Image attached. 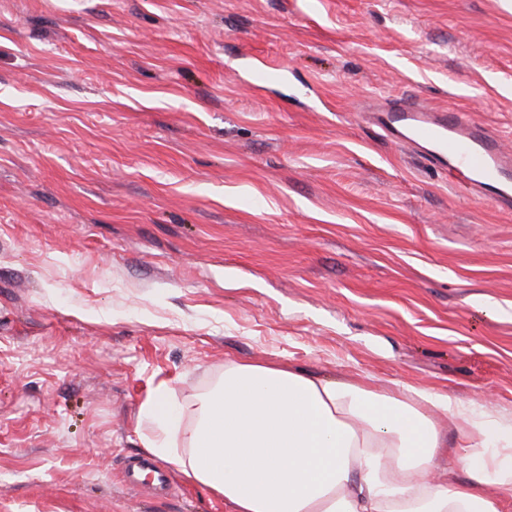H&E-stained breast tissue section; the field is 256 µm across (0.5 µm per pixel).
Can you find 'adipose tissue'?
<instances>
[{
	"instance_id": "1",
	"label": "adipose tissue",
	"mask_w": 512,
	"mask_h": 512,
	"mask_svg": "<svg viewBox=\"0 0 512 512\" xmlns=\"http://www.w3.org/2000/svg\"><path fill=\"white\" fill-rule=\"evenodd\" d=\"M146 412L161 434L149 452L223 496L228 512H512V415L489 404L230 359L222 382L179 414L163 399ZM183 416L193 426L177 450ZM449 429L462 479L434 467Z\"/></svg>"
}]
</instances>
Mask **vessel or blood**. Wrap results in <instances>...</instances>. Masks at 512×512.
Segmentation results:
<instances>
[{
    "instance_id": "vessel-or-blood-1",
    "label": "vessel or blood",
    "mask_w": 512,
    "mask_h": 512,
    "mask_svg": "<svg viewBox=\"0 0 512 512\" xmlns=\"http://www.w3.org/2000/svg\"><path fill=\"white\" fill-rule=\"evenodd\" d=\"M375 121L391 139L423 148L429 161L448 173L466 171L470 186L500 205L512 206V155L489 129L454 111L411 104L383 110Z\"/></svg>"
}]
</instances>
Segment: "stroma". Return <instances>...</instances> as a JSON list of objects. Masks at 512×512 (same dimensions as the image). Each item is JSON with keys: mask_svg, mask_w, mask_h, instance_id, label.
Wrapping results in <instances>:
<instances>
[{"mask_svg": "<svg viewBox=\"0 0 512 512\" xmlns=\"http://www.w3.org/2000/svg\"><path fill=\"white\" fill-rule=\"evenodd\" d=\"M406 102L512 151V0H0V512H225L122 472L230 357L512 412V209ZM388 137L425 150L429 161L448 171L465 170L468 184L502 206H512V157L498 136L459 112H435L399 104L376 115Z\"/></svg>", "mask_w": 512, "mask_h": 512, "instance_id": "obj_1", "label": "stroma"}]
</instances>
